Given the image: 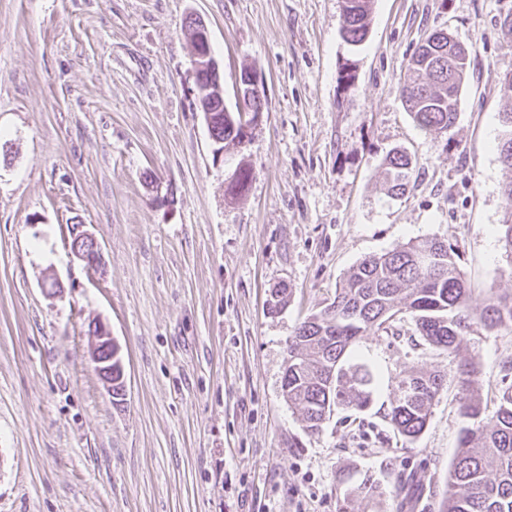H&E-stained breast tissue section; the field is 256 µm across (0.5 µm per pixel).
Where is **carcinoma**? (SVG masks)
<instances>
[{"label":"carcinoma","instance_id":"cac0c4a2","mask_svg":"<svg viewBox=\"0 0 512 512\" xmlns=\"http://www.w3.org/2000/svg\"><path fill=\"white\" fill-rule=\"evenodd\" d=\"M371 0H344V38L357 44L367 36ZM500 35L512 47V5L499 13ZM469 49L435 30L411 58L403 85L407 110L419 130L448 131L467 79ZM195 107L219 117L217 136L228 151L241 144L235 113L226 112L215 90L200 87ZM504 133L497 151L512 172V112L500 114ZM413 177L410 156L392 150L384 162L388 193L406 192ZM504 214L499 242L512 265V178L502 183ZM456 248L439 239L410 240L354 266L333 301L310 315L288 343L282 390L302 411L303 430L314 435L333 410L364 411L379 383L376 369L356 351L369 328L389 330L403 304L417 335L431 347L460 352L475 324L512 332V292L490 285L480 311H471L470 288L460 270ZM466 395L459 412L466 421L448 469V490L441 512H512V363L501 368L494 409L480 394V364L466 363ZM394 399L384 418L408 442L419 438L443 390L446 377L435 372L403 371L392 379Z\"/></svg>","mask_w":512,"mask_h":512}]
</instances>
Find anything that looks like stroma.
<instances>
[{
    "instance_id": "obj_1",
    "label": "stroma",
    "mask_w": 512,
    "mask_h": 512,
    "mask_svg": "<svg viewBox=\"0 0 512 512\" xmlns=\"http://www.w3.org/2000/svg\"><path fill=\"white\" fill-rule=\"evenodd\" d=\"M343 0H0V512H402L400 474L427 462L439 512L465 421L460 366L477 357L487 399L512 333L474 326L459 355L364 332L381 375L371 406L309 435L282 377L288 342L362 259L411 239L456 246L481 309L512 291L498 239L511 176L498 160L512 109V47L499 0H372L369 32L342 36ZM204 18L234 105L255 71L268 110L239 153L214 156L193 105ZM444 29L470 46L447 132L405 108L406 67ZM355 78L344 83L345 67ZM416 171L388 197L383 162ZM253 169L237 200L224 186ZM85 224L104 265L72 257ZM292 294L276 312L274 287ZM120 348L113 401L90 357V321ZM438 371L448 385L412 442L383 419L390 379ZM382 496L347 501L363 480ZM237 167H238L239 171H238V169H234V171L232 172L228 181L225 184V189L227 190L228 197L230 199H236L239 196H241L242 192L245 190V187L247 186V184L249 182V181H247L245 183L238 182L239 175H240V179H243V180H247L248 178H253V176H254L253 169L251 168V166L248 163L241 160L237 164ZM239 172H240V174H239ZM225 189H224V195L227 198Z\"/></svg>"
}]
</instances>
